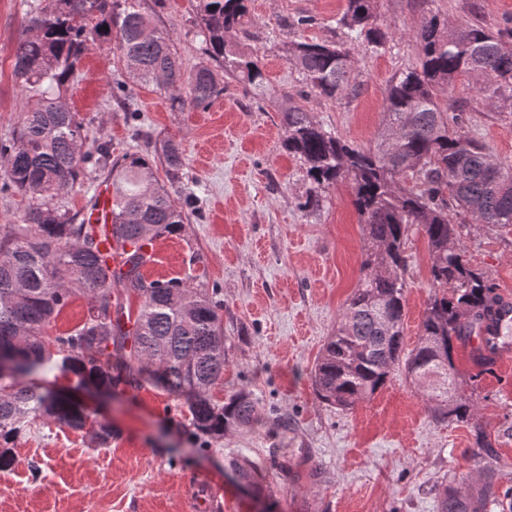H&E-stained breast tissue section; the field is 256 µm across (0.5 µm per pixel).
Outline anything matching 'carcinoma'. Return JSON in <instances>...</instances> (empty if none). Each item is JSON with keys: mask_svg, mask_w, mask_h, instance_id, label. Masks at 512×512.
Segmentation results:
<instances>
[{"mask_svg": "<svg viewBox=\"0 0 512 512\" xmlns=\"http://www.w3.org/2000/svg\"><path fill=\"white\" fill-rule=\"evenodd\" d=\"M247 0H198L205 53L224 73L256 97L269 80L258 54L240 49ZM376 0H346L338 23L347 42L294 41L285 57L303 77L305 89L281 96L278 111L287 135L282 147L306 166L309 187L304 210L323 204L338 181L353 184V205L365 239L361 278L336 330L314 368L318 397L350 410L386 386L396 367L423 389L427 409L438 421L465 423L474 404L458 382L454 344L492 311L493 288L472 269L456 238L457 219L512 226V170L495 175L492 155L463 129L468 101L438 92L452 89L468 72L482 76L466 88L490 110L512 107V29L492 31L477 22H451L434 11L423 14L415 40L414 66L395 73L384 94V112L374 145L357 146L321 124L300 103L305 91L335 101L352 85L354 50L378 54L392 38L377 23ZM111 41L133 79L169 94L172 106L208 107L224 93L211 65L191 73L167 31L152 27L141 0H45L29 15L14 50V75L25 94L17 128L0 141V193L19 194L27 205L17 224H0V350L22 345L36 371L53 361L83 379L108 388L150 383L183 401L191 425L221 437L250 426L256 404L240 392L212 402L210 391L224 379L227 363L220 304L204 288L177 278L149 280L143 249L181 230L192 208L155 180L150 160L126 154L112 159L109 145L84 150L83 120L66 105V94L85 54ZM159 160L175 177L183 167L182 143L161 141ZM106 173L112 183L111 233L132 254L112 269V254L98 238L103 224L60 209L55 200L80 183L84 168ZM426 236L432 292L419 324L415 348L404 352V245L411 229ZM141 300L136 313L124 299ZM88 300L84 322L72 332L50 336L48 328L70 299ZM132 320L127 327L122 316ZM124 364L112 375V356ZM477 385L493 362L469 352ZM50 419L73 428L88 417L23 378L0 375V443H8L30 421ZM512 512V495L485 489L439 494L440 512Z\"/></svg>", "mask_w": 512, "mask_h": 512, "instance_id": "1", "label": "carcinoma"}]
</instances>
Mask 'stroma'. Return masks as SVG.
<instances>
[{
	"label": "stroma",
	"mask_w": 512,
	"mask_h": 512,
	"mask_svg": "<svg viewBox=\"0 0 512 512\" xmlns=\"http://www.w3.org/2000/svg\"><path fill=\"white\" fill-rule=\"evenodd\" d=\"M41 0H0V140L13 133L23 97L12 74L26 12ZM346 0H249L248 50L258 53L273 92H304L285 58L288 42L346 41L338 19ZM157 28L171 33L185 70L205 61L196 0H144ZM456 21L512 27V0H378V23L393 38L384 53L356 56L357 95L329 102L306 94L307 111L361 146L375 142L391 76L417 55L414 32L422 9ZM298 15L314 17L303 30ZM127 97L115 96L116 83ZM67 104L84 121L86 150L107 143L113 155L153 158L159 140L181 139L183 174L169 182L196 198L181 232L155 243L148 279L178 277L216 289L228 364L211 391L217 404L245 390L257 403L254 425L220 438L197 432L186 409L160 388L107 389L47 366L29 382L64 397L91 422L111 426L109 447H95L90 429L37 420L12 439L14 462L0 470V512H189L186 485L208 477L222 489L223 512H439V492L469 493L483 481L512 490V361L494 364L472 394L467 423L436 421L419 389L395 371L371 400L341 411L320 400L313 371L322 348L358 286L364 236L342 181L316 211L299 201L309 186L301 160L282 147L276 103L246 95L225 80L211 107L173 108L155 85L129 80L111 44L81 61ZM464 128L493 157L512 166V112L470 103ZM469 265L492 288L512 292V227L456 224ZM404 347L413 349L429 301L430 255L425 235L406 243ZM287 427H280V420ZM484 435L490 451L479 450ZM249 459L261 488L247 491L232 464Z\"/></svg>",
	"instance_id": "stroma-1"
}]
</instances>
